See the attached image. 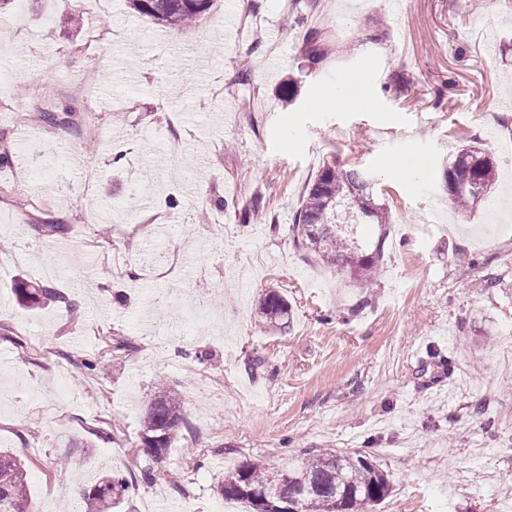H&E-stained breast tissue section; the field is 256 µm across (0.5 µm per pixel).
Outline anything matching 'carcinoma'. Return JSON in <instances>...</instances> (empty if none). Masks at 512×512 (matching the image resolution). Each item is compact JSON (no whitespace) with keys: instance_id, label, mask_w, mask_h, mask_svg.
<instances>
[{"instance_id":"obj_1","label":"carcinoma","mask_w":512,"mask_h":512,"mask_svg":"<svg viewBox=\"0 0 512 512\" xmlns=\"http://www.w3.org/2000/svg\"><path fill=\"white\" fill-rule=\"evenodd\" d=\"M213 0H129L130 8L163 26L190 28L212 7ZM325 48L320 32L309 31V61L318 63ZM496 179L494 159L476 141L448 161L445 180L451 204L472 210L474 191L491 192ZM388 208L373 198L372 187L358 169L325 164L317 172L293 216L292 239L306 261L349 275L365 288L374 279L384 254ZM24 306L63 302L52 288H16ZM259 313L278 329L288 327V302L277 291L267 293ZM184 424L181 398L160 387L142 421L143 453L162 459ZM307 488L299 512H372L390 490L387 472L364 451H317L294 468L270 471L246 462L224 476V499L249 505L252 512H275L280 498L294 488ZM129 489L126 478L103 476L83 493L84 512H111ZM0 512H35L24 463L10 450H0Z\"/></svg>"}]
</instances>
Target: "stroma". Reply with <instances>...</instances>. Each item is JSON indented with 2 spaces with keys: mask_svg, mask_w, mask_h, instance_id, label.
<instances>
[{
  "mask_svg": "<svg viewBox=\"0 0 512 512\" xmlns=\"http://www.w3.org/2000/svg\"><path fill=\"white\" fill-rule=\"evenodd\" d=\"M351 80L372 108H311ZM68 106L46 136L18 124ZM475 138L497 181L464 213L444 170ZM3 148L0 448L26 464L37 512H79L111 471L132 482L118 512H224L225 473L313 448L373 456L391 484L376 512H512V0H214L184 30L126 0L76 15L26 0L0 10ZM404 158L426 178L384 171ZM330 161L391 212L367 288L292 245ZM20 281L75 307L23 306ZM271 290L288 331L258 320ZM87 356L102 371L83 373ZM160 380L184 424L155 461L140 435ZM74 448L83 465L56 468Z\"/></svg>",
  "mask_w": 512,
  "mask_h": 512,
  "instance_id": "obj_1",
  "label": "stroma"
}]
</instances>
